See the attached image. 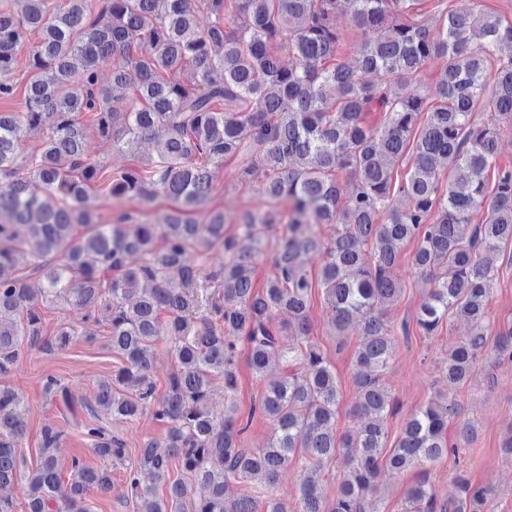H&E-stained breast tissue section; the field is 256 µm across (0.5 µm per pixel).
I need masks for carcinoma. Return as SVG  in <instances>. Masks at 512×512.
Masks as SVG:
<instances>
[{"mask_svg": "<svg viewBox=\"0 0 512 512\" xmlns=\"http://www.w3.org/2000/svg\"><path fill=\"white\" fill-rule=\"evenodd\" d=\"M24 2L20 18L0 10L1 76L18 66L25 35L38 34L26 58L25 111L0 112V375L22 348L42 343L40 300L83 312L80 323L56 329L58 348L107 327L119 366L98 384L89 415L102 407L128 422L150 410L168 424L127 472L137 512H380L381 467L459 457L476 432L465 423L448 439L459 414L451 399L421 407L388 446L395 406L383 379L394 351L387 312L402 295L394 270L413 241L419 330L432 335L452 318L471 324L448 351V390L467 383L482 356L512 363V331L491 342L486 322L495 258L512 247V170L496 167L499 124L512 122V20L477 0L446 5L433 30L416 20L425 0ZM342 4L368 34L353 66L334 23ZM283 49L293 65L281 64ZM432 60L443 61L435 103L421 87ZM104 64L110 88L99 81ZM45 70L48 80L39 76ZM172 70L186 78L170 81ZM31 135L42 136L37 154L24 153ZM93 135L132 156L143 140L160 149L143 167L109 172L91 156ZM409 150L413 164L397 182L394 166ZM233 159L242 160L244 180L262 165L266 204L244 212L229 234L223 213L205 224L193 213L208 202L215 170ZM343 173L354 180L347 194ZM105 181L114 197L145 207L167 198L175 208L161 224L128 214L101 224L86 195L89 184ZM283 200L291 204L285 213L276 210ZM479 212L482 222L471 223ZM324 224L334 227L329 238L319 232ZM270 249L275 275L258 290L253 272ZM214 251L224 253L217 269L207 265ZM191 252L200 264L188 263ZM313 253L323 257L320 286L338 335L356 325L364 339L352 360L354 426L343 434L336 373L308 340L315 285L305 265ZM275 311L288 312L296 341L286 345L272 330ZM162 336L175 371L159 396L152 374ZM242 340L265 382L260 408L272 434L263 448L241 447L246 425L233 395ZM274 361L282 372L269 379ZM217 378L220 415L211 409ZM24 415V400L0 387V489L18 480ZM82 428L104 465L75 458L63 479L61 433L44 427L28 512H86L88 492L109 489V466L124 461L127 448L96 419ZM336 455L347 471L330 501L312 478L293 506L251 492L225 495L233 481L261 475L274 483L296 456ZM174 464L187 479L170 480ZM142 471L169 483L168 498L141 484ZM191 483L202 496H192ZM457 484L459 495L443 499L423 475L407 490L404 512H492L490 489L463 474Z\"/></svg>", "mask_w": 512, "mask_h": 512, "instance_id": "obj_1", "label": "carcinoma"}]
</instances>
